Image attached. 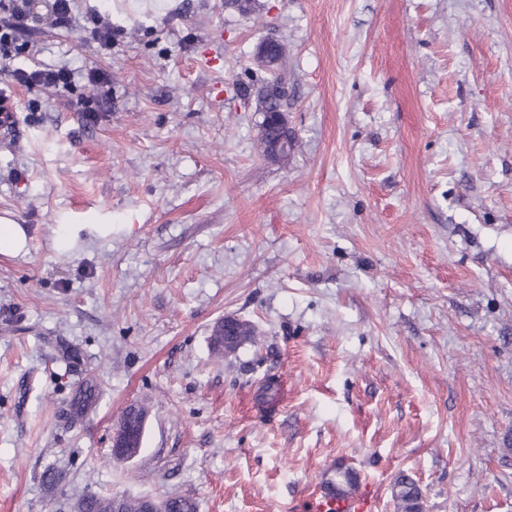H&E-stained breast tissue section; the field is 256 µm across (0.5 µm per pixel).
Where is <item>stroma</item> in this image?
I'll use <instances>...</instances> for the list:
<instances>
[{"label": "stroma", "mask_w": 512, "mask_h": 512, "mask_svg": "<svg viewBox=\"0 0 512 512\" xmlns=\"http://www.w3.org/2000/svg\"><path fill=\"white\" fill-rule=\"evenodd\" d=\"M259 3L77 0L67 29L32 5L16 66L111 84L16 87L0 125V217L30 235L0 256V512H297L338 463L371 512L401 473L427 512H512V0ZM264 37L282 161L258 141ZM227 315L257 334L220 357ZM133 403L143 447L117 460ZM92 27H89L92 38L97 41L99 47L107 50L112 45V24L108 18L99 13L90 17ZM136 418V426H132L127 417ZM149 411L141 405H131L118 419L112 431V456L130 460L136 457L143 446Z\"/></svg>", "instance_id": "obj_1"}]
</instances>
